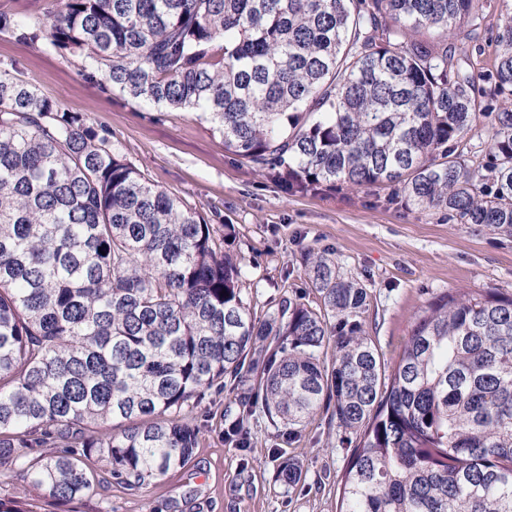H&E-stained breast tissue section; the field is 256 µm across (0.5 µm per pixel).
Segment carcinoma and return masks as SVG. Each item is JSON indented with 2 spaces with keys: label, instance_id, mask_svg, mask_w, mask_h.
<instances>
[{
  "label": "carcinoma",
  "instance_id": "1",
  "mask_svg": "<svg viewBox=\"0 0 512 512\" xmlns=\"http://www.w3.org/2000/svg\"><path fill=\"white\" fill-rule=\"evenodd\" d=\"M501 2L486 70L482 0H53L45 22L0 13V31L47 37L133 103L205 115L287 197L390 186L391 202L512 237ZM233 239L0 71V469L61 504L96 492L94 457L140 488L198 447L205 392L259 368L288 440L333 407L351 448L337 512H512V294L433 300L390 367L361 323L367 289L333 254L300 253L321 305L257 317ZM254 407L226 411L240 448ZM56 440L70 451L28 458ZM305 478L300 459L279 464L276 481Z\"/></svg>",
  "mask_w": 512,
  "mask_h": 512
}]
</instances>
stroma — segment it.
<instances>
[{"instance_id": "stroma-1", "label": "stroma", "mask_w": 512, "mask_h": 512, "mask_svg": "<svg viewBox=\"0 0 512 512\" xmlns=\"http://www.w3.org/2000/svg\"><path fill=\"white\" fill-rule=\"evenodd\" d=\"M83 67L81 57L58 52L48 40L33 45L0 32V70L109 133L151 183L211 223L234 225V248L250 265L257 315L276 312L290 297L317 303L300 265L307 247L335 253L342 271L367 288L363 325L389 363L407 341L415 313L436 297L488 288L512 293V237L404 210L387 203L383 188L284 196L225 152L222 136L199 114L136 105L105 81L86 79ZM238 393H206L192 412L204 427L200 443L183 467L163 479L132 489L93 459L89 465L100 485L90 497L54 505L36 497L18 472L0 475V497L35 499L39 512H336V483L350 450L331 425L330 411H321L288 445L255 410L247 422L250 446L243 451L224 437V412L235 406ZM284 455L303 459V486L276 482Z\"/></svg>"}]
</instances>
